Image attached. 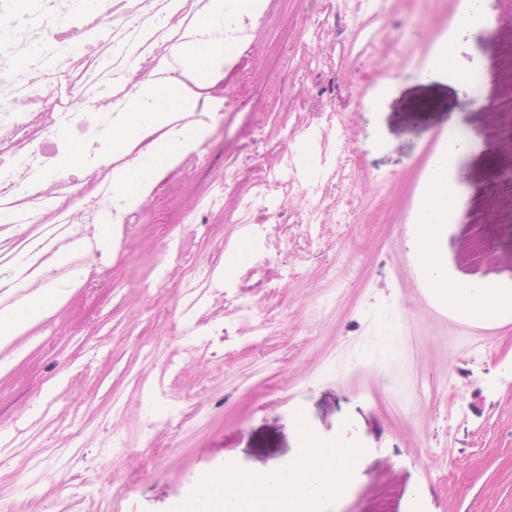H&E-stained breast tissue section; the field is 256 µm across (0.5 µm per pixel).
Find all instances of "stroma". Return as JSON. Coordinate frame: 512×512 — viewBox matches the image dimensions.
<instances>
[{"instance_id": "1", "label": "stroma", "mask_w": 512, "mask_h": 512, "mask_svg": "<svg viewBox=\"0 0 512 512\" xmlns=\"http://www.w3.org/2000/svg\"><path fill=\"white\" fill-rule=\"evenodd\" d=\"M462 4L264 0L237 13L207 95L241 89L243 102L214 113L203 153L170 154L48 317L0 344V431L29 426L0 441V498L14 512H178L225 465L287 468L301 422L365 451L325 512H512V315L456 317L423 292L413 254L426 147L460 105L446 78L421 79L420 63L449 34L459 67H484L489 100L512 92V0H484L493 23L478 37L453 27ZM421 6L425 24L398 38L349 26L376 11L388 26ZM329 105L339 127L322 119ZM463 121L469 194L443 252L459 277L493 279L512 273V182L492 173L512 167V113L482 107ZM302 142L330 186L316 199L323 223L302 224L308 197L294 183L275 219L253 225L237 276L210 279L190 303L182 280L221 267L242 230L240 187L201 208L225 169L261 182ZM196 208L199 227H181ZM392 312L401 344L384 360L378 329ZM167 334L182 352L148 357ZM157 413L170 422L146 429ZM114 433L126 451L110 447Z\"/></svg>"}]
</instances>
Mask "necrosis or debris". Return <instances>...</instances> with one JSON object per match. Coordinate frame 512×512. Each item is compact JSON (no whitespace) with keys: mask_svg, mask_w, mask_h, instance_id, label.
I'll return each mask as SVG.
<instances>
[{"mask_svg":"<svg viewBox=\"0 0 512 512\" xmlns=\"http://www.w3.org/2000/svg\"><path fill=\"white\" fill-rule=\"evenodd\" d=\"M181 10L179 0L148 14L128 0H106L95 14L83 0H0V83L11 89L0 99V200L33 203L29 223L12 227L19 252L0 260V289L15 301L74 282L98 258L99 227L117 217L111 196L96 188L105 166L92 154L80 176L54 177L53 160L64 131L79 129L98 141L145 71L176 69L173 49L182 34L172 18ZM64 85L86 102L85 111H72L70 97L59 94ZM60 210L80 213L84 241L61 269L53 264L61 241L35 233Z\"/></svg>","mask_w":512,"mask_h":512,"instance_id":"obj_1","label":"necrosis or debris"}]
</instances>
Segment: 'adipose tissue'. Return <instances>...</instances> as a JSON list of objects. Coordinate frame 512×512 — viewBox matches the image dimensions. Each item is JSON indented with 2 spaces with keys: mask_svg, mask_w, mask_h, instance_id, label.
Listing matches in <instances>:
<instances>
[{
  "mask_svg": "<svg viewBox=\"0 0 512 512\" xmlns=\"http://www.w3.org/2000/svg\"><path fill=\"white\" fill-rule=\"evenodd\" d=\"M174 53L180 75L173 86L142 83L128 97L122 118L105 130L96 153L106 160L121 151L135 137L154 127L168 112H196L203 90L210 85L223 53L200 56L196 44H179ZM447 76L458 91L470 89V72L455 63L452 39L440 42L421 74L422 79ZM169 143H156L135 161L116 172L112 196L118 209L131 206L137 190L162 170L172 151ZM467 154V140L456 121H449L447 141L430 171L417 208L415 256L422 271V285L456 314L470 321L487 322L512 313V275L492 280H465L448 273L441 240L451 221L460 215L468 196L459 171ZM57 285L45 294L26 297L14 310L0 313V339L9 340L24 324L49 315L54 299L66 295ZM300 446L287 470L271 472L256 479L232 467L205 477L196 496L184 504L183 512H309L312 504L338 496L349 484L363 456L360 448L324 444L298 425Z\"/></svg>",
  "mask_w": 512,
  "mask_h": 512,
  "instance_id": "ef3b65f1",
  "label": "adipose tissue"
}]
</instances>
